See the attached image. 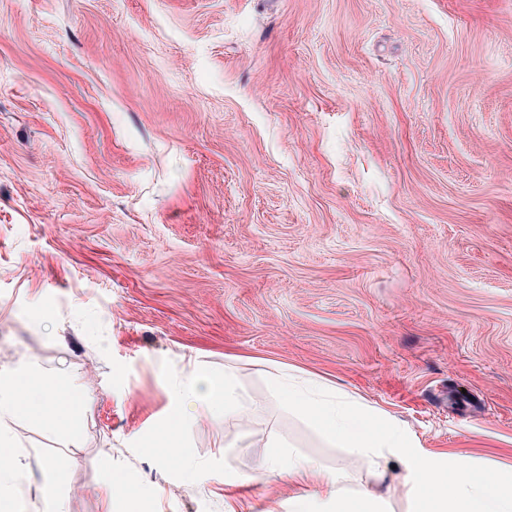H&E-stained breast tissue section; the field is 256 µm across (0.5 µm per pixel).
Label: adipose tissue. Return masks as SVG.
Returning a JSON list of instances; mask_svg holds the SVG:
<instances>
[{"instance_id": "adipose-tissue-1", "label": "adipose tissue", "mask_w": 512, "mask_h": 512, "mask_svg": "<svg viewBox=\"0 0 512 512\" xmlns=\"http://www.w3.org/2000/svg\"><path fill=\"white\" fill-rule=\"evenodd\" d=\"M273 390L289 410L300 415L333 448L366 463L375 484L384 487L374 495L368 487L352 486L345 466L321 469L316 462L284 449L269 439L256 472L266 481L288 478L303 491L288 500V512H316L319 500H328L332 512H393L395 504L416 503L420 512H512V465L489 471L456 457L411 456V442L396 421L377 416L373 407L337 391L323 378L298 376L277 370L269 376ZM83 385L60 383L29 362L0 367V501L15 500L19 454L12 426L24 414L37 418L50 433L71 439L80 429L79 408L84 404ZM241 413L232 366L207 372L191 368L174 388V400L162 427L179 433L199 416L232 419ZM399 457L404 475L392 474L391 457ZM188 478L198 475L224 486L225 512H243L239 506L241 482L207 468L181 448L169 449Z\"/></svg>"}]
</instances>
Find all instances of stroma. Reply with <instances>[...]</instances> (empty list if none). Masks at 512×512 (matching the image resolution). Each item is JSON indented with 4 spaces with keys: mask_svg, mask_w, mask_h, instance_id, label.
Returning <instances> with one entry per match:
<instances>
[{
    "mask_svg": "<svg viewBox=\"0 0 512 512\" xmlns=\"http://www.w3.org/2000/svg\"><path fill=\"white\" fill-rule=\"evenodd\" d=\"M66 370L68 442L29 417L20 496L64 453L68 512L101 467L141 512H224L165 460L188 362L243 410L181 436L288 512L255 464L324 444L285 366L403 422L419 450L512 464V0H0V366ZM103 469L107 475L103 512H112L117 493H126L125 504L127 507L123 512H139L136 498L129 494L140 481L138 474L127 470H112V464L109 460H104Z\"/></svg>",
    "mask_w": 512,
    "mask_h": 512,
    "instance_id": "1",
    "label": "stroma"
}]
</instances>
